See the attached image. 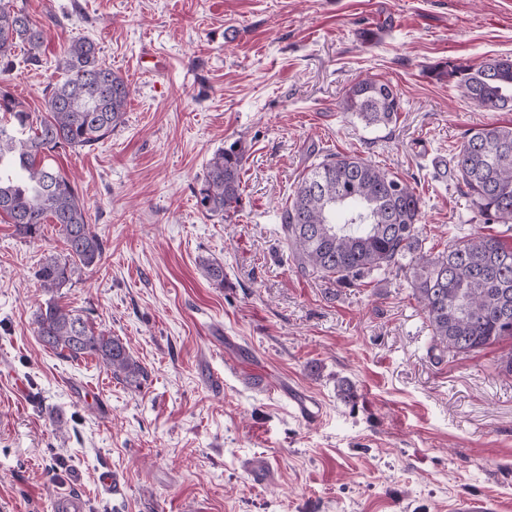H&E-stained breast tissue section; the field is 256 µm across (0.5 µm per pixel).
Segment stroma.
Wrapping results in <instances>:
<instances>
[{"label": "stroma", "instance_id": "stroma-1", "mask_svg": "<svg viewBox=\"0 0 512 512\" xmlns=\"http://www.w3.org/2000/svg\"><path fill=\"white\" fill-rule=\"evenodd\" d=\"M23 3L46 29L42 65L8 76L28 111H42L76 34L130 96L110 138L52 160L106 244L99 267L48 295L34 272L62 253L57 226L23 239L0 217V512H53L64 489L89 512H451L464 496L512 512L500 347L434 358L406 279L343 287L302 273L280 232L298 178L330 153L411 183L435 251L449 225L487 231L445 163L468 130L512 112L474 107L438 68L512 56V0ZM366 78L395 87L396 122L344 110ZM233 142L241 205L205 216L195 192ZM207 261L223 264V287ZM51 297L121 338L147 379L44 347L33 319ZM293 390L322 403L318 423L294 415Z\"/></svg>", "mask_w": 512, "mask_h": 512}]
</instances>
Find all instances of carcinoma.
I'll use <instances>...</instances> for the list:
<instances>
[{"instance_id":"cac0c4a2","label":"carcinoma","mask_w":512,"mask_h":512,"mask_svg":"<svg viewBox=\"0 0 512 512\" xmlns=\"http://www.w3.org/2000/svg\"><path fill=\"white\" fill-rule=\"evenodd\" d=\"M46 31L14 0H0V72L14 69L15 52L39 66ZM91 39L74 35L56 69L64 77L43 90L44 112L26 110L0 87V216L22 238L58 226L64 253L51 255L35 277L55 293L105 254L102 238L88 224L76 186L49 162L55 151L91 149L121 123L129 86L99 57ZM457 78L463 96L478 108L512 112V57H496L477 68L455 66L439 74ZM343 109L368 125L397 119L400 98L391 83L364 79L348 91ZM243 152L232 143L209 162L196 192L207 216L237 212ZM466 188L470 208L496 234L452 233L448 247L425 250L417 227L421 198L415 187L358 156L327 155L298 182L281 214L283 239L302 272L360 285L371 276H402L431 327L430 351L468 355L512 340V124L471 130L449 160ZM43 344L70 359L93 356L112 376L128 384L146 377L117 336L96 329L84 315L51 298L34 313Z\"/></svg>"}]
</instances>
